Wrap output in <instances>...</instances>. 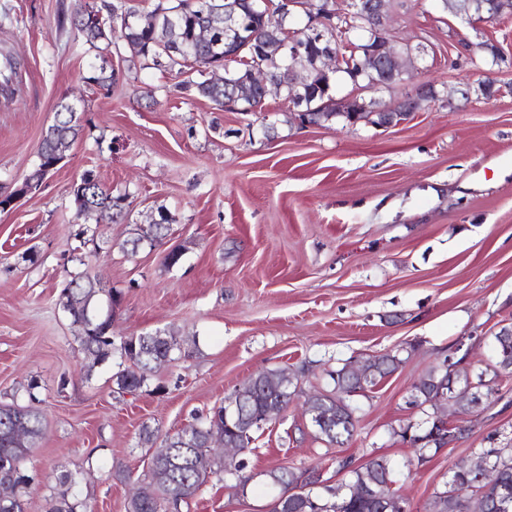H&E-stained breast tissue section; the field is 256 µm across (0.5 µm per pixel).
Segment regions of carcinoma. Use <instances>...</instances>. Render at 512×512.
<instances>
[{
	"label": "carcinoma",
	"mask_w": 512,
	"mask_h": 512,
	"mask_svg": "<svg viewBox=\"0 0 512 512\" xmlns=\"http://www.w3.org/2000/svg\"><path fill=\"white\" fill-rule=\"evenodd\" d=\"M208 0H158L152 13L162 14L170 20V34L163 29L128 26L119 36L113 35V5L104 4L97 8L102 13V22L92 27L81 26L79 11H74L71 24L86 42L100 52L120 54L126 48L144 62L146 66L164 68L176 72L181 80L175 85L176 91L184 95H198L208 99L215 109L224 110V101L234 95V85H215L205 76L203 67L215 54H235L229 60L228 70L239 81L248 79L249 69L262 66L273 74L287 65L288 59L269 57L268 52L294 33L297 43L302 44L310 37V30L303 27L288 28V18L278 13L268 22L263 37L255 36V20L246 9H241L238 22L239 34L233 47L224 41V24H212V40L218 47L201 44L194 39V32L205 24H211L210 14L205 9ZM371 33L366 22L360 17L338 20L336 27L326 34L324 49L352 56L350 48L357 54L371 47ZM177 41L180 51H170L169 44ZM405 80V76L389 71L372 76L361 75L348 69V62L342 61L341 69L325 75L313 69L307 76V88L317 93L315 98H305L304 108L310 122L316 124L344 117L336 114V91L344 81L363 89L375 84L390 88ZM361 111L360 119L375 126L386 119V111H374L366 104H349ZM83 129L81 113L74 107L63 104L56 112L55 122L50 125L38 151V165L47 166L66 156L71 144ZM97 205L107 214L122 200L111 192L95 184ZM167 224H150L140 229L138 236L130 240L131 253H136L144 245L154 247L166 238ZM112 296L97 286V280L89 276L75 275L60 291L59 305L69 317L71 324L79 328L77 342L80 350L95 367L112 358L114 338L112 336V314L102 313L99 296L102 293ZM494 376H512V325H506L495 333ZM181 352L180 339L165 331L127 336L120 341V355L124 368L115 373L118 389L133 393L141 389L153 376L155 369L164 363L176 360ZM404 363L401 351L385 353L365 360V373L360 366L344 364L341 368L328 372L332 388L318 391L308 396V409L315 411L309 416L317 438L330 445H342L353 436L356 429L354 408L350 404L352 394L375 386L385 377L393 374ZM299 383L297 372L283 368L277 376L269 379L257 374L235 387L230 393L240 403V415L252 418L253 423L242 427L229 420L224 423V405L213 407L207 414L198 415L194 422L167 437L161 448L151 457L149 481L140 487L139 493L127 502L126 512H166L170 497L184 493L193 497L212 476L231 475L245 485L251 477L244 474L245 459L242 457H220L207 449L208 441L214 436H222L235 448H247L253 452L254 434L259 430L256 420L269 408L281 402L288 404L295 396ZM473 386V390L484 389L482 374L473 372L469 366L457 358L453 363L440 364L421 376L412 389L411 404L427 405L433 414L415 429L409 427L397 432L405 442H420L417 446L423 454L431 449L439 450L443 444L433 438L436 421L439 419L435 401L437 389L460 391ZM40 385L30 379L24 386L27 404L16 402L0 404V512H25L29 490L37 479V473L29 472L24 461L32 448L36 447L43 435V415L40 409ZM478 456L487 461V468L480 471H452L448 488L435 496L433 512H462L461 496L458 489L486 490L498 493V504L491 512H512V448H483ZM339 471H344L348 479L338 485L323 487L317 493L311 489L301 491L288 498L282 506L286 512H385L377 492L393 496L396 490L394 470L384 457L370 460L363 466L352 467L346 460L336 461ZM80 478L65 474L58 478V484L51 488L49 512H93L92 505L81 498L78 492Z\"/></svg>",
	"instance_id": "obj_1"
}]
</instances>
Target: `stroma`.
<instances>
[{
  "label": "stroma",
  "instance_id": "obj_1",
  "mask_svg": "<svg viewBox=\"0 0 512 512\" xmlns=\"http://www.w3.org/2000/svg\"><path fill=\"white\" fill-rule=\"evenodd\" d=\"M74 0H0V59L18 63L0 82V194L38 162L60 104L84 130L37 190L0 210V401L41 385L44 434L26 461L40 483L26 512H47L50 486L81 473L94 512H125L148 480L153 448L258 373L306 367L298 393L249 455L246 487L211 478L183 512H266L269 471L389 459L412 512H431L454 466L512 438V377L491 379L479 414L449 411L467 433L418 455L399 436L426 414L409 403L431 367L470 347L484 370L493 336L512 322V16L473 22L437 0H390L395 44L423 47L424 67L392 88L343 93L390 106L427 82L438 93L388 129L336 120L301 124L277 95L262 112H222L177 93L175 74L100 56L60 6ZM503 59L490 64L485 45ZM116 71L111 92L90 83ZM494 79L501 92L486 98ZM126 201L113 219L78 218L69 194L85 172ZM162 245L128 242L159 211ZM88 227L93 242L75 238ZM183 251L166 266L164 256ZM87 273L113 288L114 338L166 330L182 355L136 393L112 380L120 356L86 369L58 303L62 283ZM411 355L357 397L356 430L343 445L315 438L304 401L327 371L397 349ZM152 444L140 438L143 426Z\"/></svg>",
  "mask_w": 512,
  "mask_h": 512
}]
</instances>
